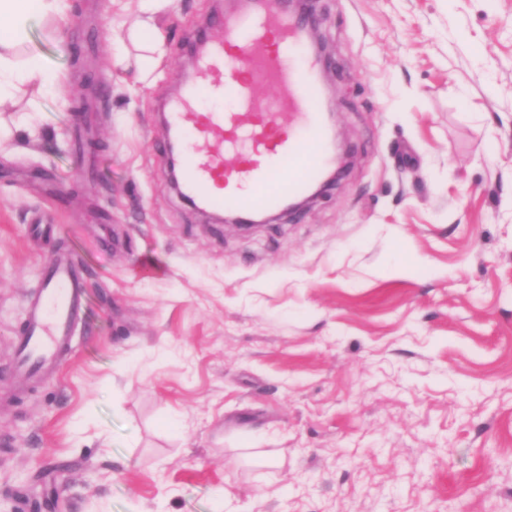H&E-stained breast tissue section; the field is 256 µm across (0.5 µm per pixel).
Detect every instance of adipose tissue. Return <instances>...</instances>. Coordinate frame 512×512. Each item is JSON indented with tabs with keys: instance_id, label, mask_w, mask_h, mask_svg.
<instances>
[{
	"instance_id": "obj_1",
	"label": "adipose tissue",
	"mask_w": 512,
	"mask_h": 512,
	"mask_svg": "<svg viewBox=\"0 0 512 512\" xmlns=\"http://www.w3.org/2000/svg\"><path fill=\"white\" fill-rule=\"evenodd\" d=\"M67 14V0H0V102L23 85L62 89L61 73L47 69L37 56L19 57L17 50L26 43L33 20L55 22Z\"/></svg>"
}]
</instances>
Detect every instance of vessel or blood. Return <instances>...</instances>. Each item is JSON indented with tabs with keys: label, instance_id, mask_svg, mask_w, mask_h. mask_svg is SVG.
<instances>
[{
	"label": "vessel or blood",
	"instance_id": "vessel-or-blood-1",
	"mask_svg": "<svg viewBox=\"0 0 512 512\" xmlns=\"http://www.w3.org/2000/svg\"><path fill=\"white\" fill-rule=\"evenodd\" d=\"M314 19L288 0H250L211 17L194 47L195 64L164 104L167 130L184 139L180 186L206 210L247 220L283 210L335 162L323 110L324 60L307 52ZM274 85L263 103L257 91ZM210 106H203L202 98ZM231 110H221V103ZM233 163H225V156ZM85 306L77 265L54 256L27 307L16 342L19 372L49 373Z\"/></svg>",
	"mask_w": 512,
	"mask_h": 512
}]
</instances>
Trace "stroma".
Wrapping results in <instances>:
<instances>
[{
	"mask_svg": "<svg viewBox=\"0 0 512 512\" xmlns=\"http://www.w3.org/2000/svg\"><path fill=\"white\" fill-rule=\"evenodd\" d=\"M69 4L62 90L0 104V512H512V0H309L350 164L248 233L156 149L230 0L155 13L149 71L135 0ZM59 253L85 311L23 379Z\"/></svg>",
	"mask_w": 512,
	"mask_h": 512,
	"instance_id": "obj_1",
	"label": "stroma"
}]
</instances>
